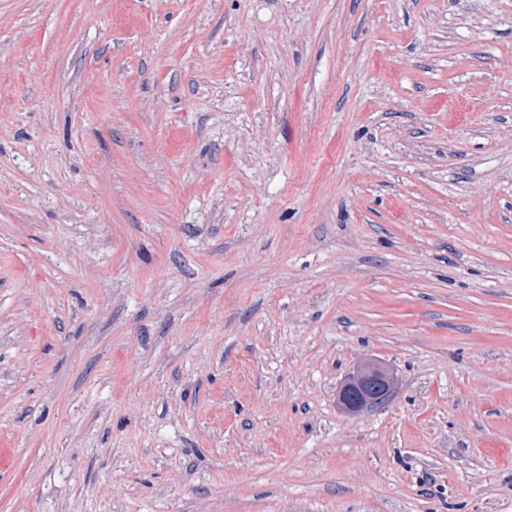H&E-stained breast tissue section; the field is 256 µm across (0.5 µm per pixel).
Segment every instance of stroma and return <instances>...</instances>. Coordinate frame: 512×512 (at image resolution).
Here are the masks:
<instances>
[{
	"label": "stroma",
	"mask_w": 512,
	"mask_h": 512,
	"mask_svg": "<svg viewBox=\"0 0 512 512\" xmlns=\"http://www.w3.org/2000/svg\"><path fill=\"white\" fill-rule=\"evenodd\" d=\"M509 58L512 0H0V512H512ZM393 379L379 364H367L357 369L343 384L339 400L350 414L385 403L391 396Z\"/></svg>",
	"instance_id": "obj_1"
}]
</instances>
